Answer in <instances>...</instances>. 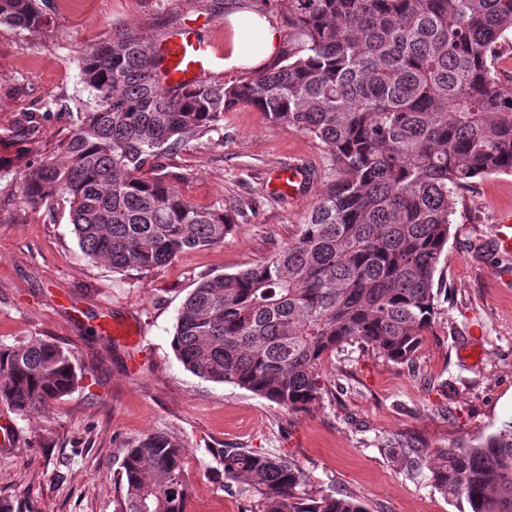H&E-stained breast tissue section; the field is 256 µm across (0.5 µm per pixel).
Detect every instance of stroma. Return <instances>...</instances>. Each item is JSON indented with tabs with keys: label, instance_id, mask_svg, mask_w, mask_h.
<instances>
[{
	"label": "stroma",
	"instance_id": "stroma-1",
	"mask_svg": "<svg viewBox=\"0 0 512 512\" xmlns=\"http://www.w3.org/2000/svg\"><path fill=\"white\" fill-rule=\"evenodd\" d=\"M46 25H0V157L45 155L71 131L83 58L124 29L159 42L176 24L197 21L218 49L231 40L225 19L235 0H38ZM43 119L33 136L18 125ZM178 189L203 207H234L223 244L179 255L155 273L116 271L85 258L69 206L26 203L14 174L0 170V344L31 336L63 343L85 376L49 411L20 417L0 406V494L38 512H113L123 444L148 432L178 435L187 448V512H259V499L223 490L216 448H248L296 461L304 492L334 491L366 512H470L429 474L412 478L388 454V440L412 436L448 448L512 420V251L492 241L512 212V174L478 178L458 206L439 269L447 293L410 361L399 363L352 342L327 356L330 392L293 414L229 383L192 374L171 341L178 312L204 276L262 263L297 236L333 172L327 147L265 113L242 108L170 157ZM309 177L295 193L271 194L269 174L288 164ZM93 312L73 321L71 307ZM137 328L111 337L113 322Z\"/></svg>",
	"mask_w": 512,
	"mask_h": 512
}]
</instances>
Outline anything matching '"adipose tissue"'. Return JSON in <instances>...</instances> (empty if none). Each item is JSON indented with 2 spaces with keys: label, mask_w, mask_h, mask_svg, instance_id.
<instances>
[{
  "label": "adipose tissue",
  "mask_w": 512,
  "mask_h": 512,
  "mask_svg": "<svg viewBox=\"0 0 512 512\" xmlns=\"http://www.w3.org/2000/svg\"><path fill=\"white\" fill-rule=\"evenodd\" d=\"M229 23L235 38L224 57L225 69L250 67L278 54L281 32L267 17L237 12Z\"/></svg>",
  "instance_id": "ef3b65f1"
}]
</instances>
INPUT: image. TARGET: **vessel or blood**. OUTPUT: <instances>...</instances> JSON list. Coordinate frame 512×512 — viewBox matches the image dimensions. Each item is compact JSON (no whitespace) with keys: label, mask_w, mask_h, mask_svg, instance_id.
<instances>
[{"label":"vessel or blood","mask_w":512,"mask_h":512,"mask_svg":"<svg viewBox=\"0 0 512 512\" xmlns=\"http://www.w3.org/2000/svg\"><path fill=\"white\" fill-rule=\"evenodd\" d=\"M157 74L163 86L177 92L189 88L215 70L211 45L199 38L196 28L182 24L169 30L158 46ZM304 168L291 165L279 170L272 187L273 192L290 189L305 181Z\"/></svg>","instance_id":"obj_1"}]
</instances>
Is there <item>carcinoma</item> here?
I'll return each instance as SVG.
<instances>
[{
    "label": "carcinoma",
    "instance_id": "cac0c4a2",
    "mask_svg": "<svg viewBox=\"0 0 512 512\" xmlns=\"http://www.w3.org/2000/svg\"><path fill=\"white\" fill-rule=\"evenodd\" d=\"M294 40L232 83L171 92L153 78L155 46L123 30L80 66L91 109L76 113L61 158L16 173L24 200L69 205L87 259L157 272L179 254L224 243L229 209L202 208L164 160L240 106L328 147L336 177L299 235L264 263L204 276L185 299L172 347L194 375L308 412L328 394L321 365L349 341L394 362L432 328L436 280L457 204L474 179L512 173V0H285ZM36 0H0V24H44ZM49 336L0 345V405L38 414L81 383ZM407 471L428 469L471 512H512V421L456 448L389 442ZM186 447L151 432L121 449L113 512H186ZM224 486L246 485L259 512H366L334 491L301 494L300 467L246 448H215ZM0 512H36L0 497Z\"/></svg>",
    "mask_w": 512,
    "mask_h": 512
}]
</instances>
